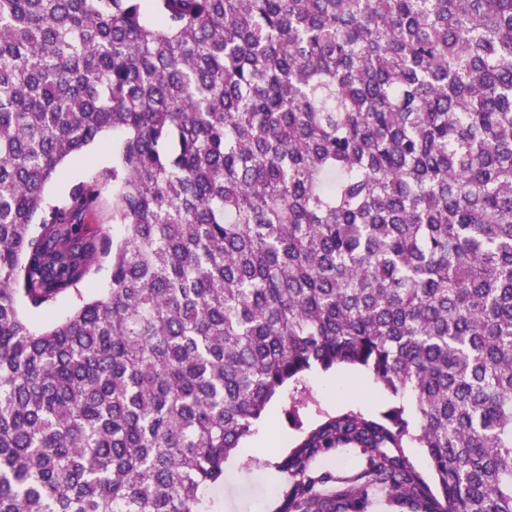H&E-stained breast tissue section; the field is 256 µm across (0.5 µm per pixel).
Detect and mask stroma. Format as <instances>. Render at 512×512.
<instances>
[{"label": "stroma", "instance_id": "35a3bbf8", "mask_svg": "<svg viewBox=\"0 0 512 512\" xmlns=\"http://www.w3.org/2000/svg\"><path fill=\"white\" fill-rule=\"evenodd\" d=\"M105 286L103 276L81 284L80 296L59 298L48 309L28 311L36 329L43 330L68 315L78 297H93ZM412 402L390 394L374 377L359 367L339 366L330 371L314 369L289 382L269 403L255 422L246 449L231 456L224 465V481L204 493L203 512H270L276 485L274 463L281 460L304 432L326 415L345 410H362L381 417L400 407L405 419H413Z\"/></svg>", "mask_w": 512, "mask_h": 512}]
</instances>
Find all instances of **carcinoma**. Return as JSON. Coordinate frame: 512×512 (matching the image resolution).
<instances>
[{
	"label": "carcinoma",
	"mask_w": 512,
	"mask_h": 512,
	"mask_svg": "<svg viewBox=\"0 0 512 512\" xmlns=\"http://www.w3.org/2000/svg\"><path fill=\"white\" fill-rule=\"evenodd\" d=\"M341 364L414 423L325 417L273 512H512V0H0V512H202ZM110 161H112V131L104 133L98 141L86 150L81 163H66L65 170L67 171L68 180L79 178L92 167ZM78 302L76 295H67L59 298L48 309L34 311L23 307L24 314L30 319L37 330H44L55 321L68 315ZM325 469L336 473L337 477H351L344 482L336 483V488L344 487L363 471L365 467L363 457L353 449H343L336 452L335 455L328 456L322 460Z\"/></svg>",
	"instance_id": "cac0c4a2"
}]
</instances>
